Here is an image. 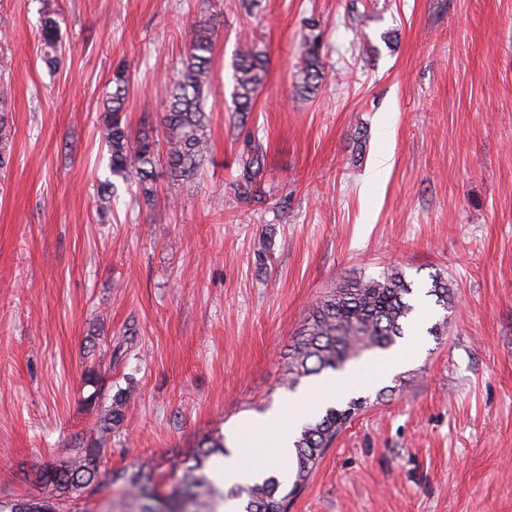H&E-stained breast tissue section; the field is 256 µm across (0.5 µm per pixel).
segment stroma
Wrapping results in <instances>:
<instances>
[{"label": "stroma", "instance_id": "1", "mask_svg": "<svg viewBox=\"0 0 512 512\" xmlns=\"http://www.w3.org/2000/svg\"><path fill=\"white\" fill-rule=\"evenodd\" d=\"M53 2L55 69L43 0H0V503L50 496L44 466L96 439L127 387L98 480L59 512H140L111 472L150 461L167 492L210 438L240 458L246 422L290 395L281 380L313 304L392 266L418 284L440 275L451 301L419 303L420 329L383 379L404 387L381 400L354 388L373 403L287 512H512V0ZM313 20L329 76L301 94ZM201 21L215 49L196 179L159 162L152 203L127 192L99 216L115 72L131 130L162 139ZM246 33L268 70L243 119L231 76ZM248 136L264 156L255 203L236 189ZM40 25V36L45 62L50 66H58L62 53L61 30L56 20V12L50 4L43 3Z\"/></svg>", "mask_w": 512, "mask_h": 512}]
</instances>
